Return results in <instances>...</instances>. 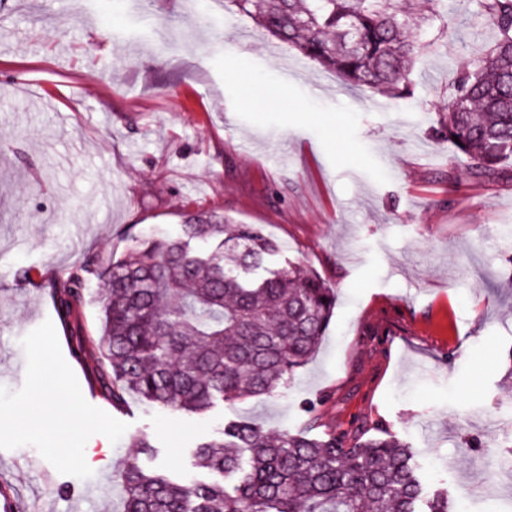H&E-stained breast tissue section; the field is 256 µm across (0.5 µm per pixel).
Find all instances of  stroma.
<instances>
[{"mask_svg":"<svg viewBox=\"0 0 512 512\" xmlns=\"http://www.w3.org/2000/svg\"><path fill=\"white\" fill-rule=\"evenodd\" d=\"M0 0V486L17 512H120L133 457L185 481L226 422L397 433L456 512H512V172L476 183L436 136L454 65L490 33L472 0L393 102L345 85L222 0ZM291 74H283L284 64ZM248 74L242 83L240 74ZM206 212L260 224L337 293L295 383L205 416L123 409L90 391L47 279L119 257L136 233ZM62 376L91 457L20 427L28 364ZM150 452H139L138 437Z\"/></svg>","mask_w":512,"mask_h":512,"instance_id":"stroma-1","label":"stroma"}]
</instances>
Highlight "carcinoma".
Masks as SVG:
<instances>
[{"label":"carcinoma","instance_id":"obj_1","mask_svg":"<svg viewBox=\"0 0 512 512\" xmlns=\"http://www.w3.org/2000/svg\"><path fill=\"white\" fill-rule=\"evenodd\" d=\"M275 40L348 85L392 101L430 45L412 27L448 16L447 0H227ZM493 38L476 59L459 60L436 135L470 177L487 183L512 163V0H474ZM281 246L258 224L208 213L185 217L175 235L132 238L101 269L96 334L80 328L71 354L96 355L93 386L112 406L125 396L203 415L217 402L271 395L287 386L325 335L336 292L316 271L275 261ZM59 318L78 320L86 280L79 271L47 283ZM310 424L272 435L244 423L197 445V465L226 484L182 483L131 458L121 472V512H453L448 496L419 508L415 451L398 437L365 439Z\"/></svg>","mask_w":512,"mask_h":512}]
</instances>
